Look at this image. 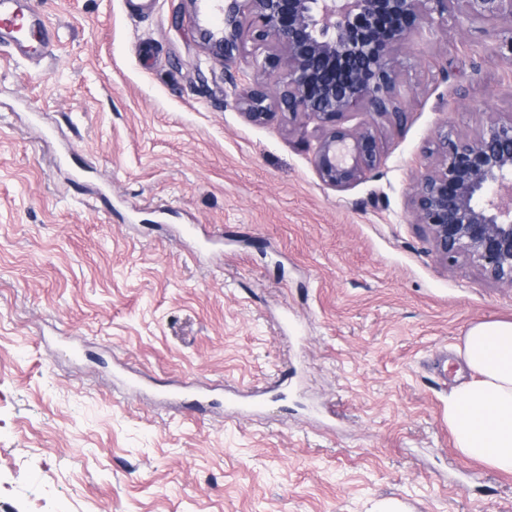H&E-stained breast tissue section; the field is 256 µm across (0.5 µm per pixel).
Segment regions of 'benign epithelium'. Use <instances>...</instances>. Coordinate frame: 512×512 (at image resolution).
<instances>
[{"instance_id": "1", "label": "benign epithelium", "mask_w": 512, "mask_h": 512, "mask_svg": "<svg viewBox=\"0 0 512 512\" xmlns=\"http://www.w3.org/2000/svg\"><path fill=\"white\" fill-rule=\"evenodd\" d=\"M471 23L499 37L512 62V0H205L221 28L205 34L213 57L227 66L244 34L254 52L232 83L237 109L255 124L288 115L316 122L313 166L327 186L343 191L380 165L378 121L400 127L406 102L399 87L419 21L444 23L456 2ZM370 120L344 126L348 113ZM411 183V223L426 233L445 266L468 262L512 287V117L492 120L472 136L437 134Z\"/></svg>"}]
</instances>
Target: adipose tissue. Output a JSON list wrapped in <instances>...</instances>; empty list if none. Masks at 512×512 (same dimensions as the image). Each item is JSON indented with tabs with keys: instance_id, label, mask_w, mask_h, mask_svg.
Instances as JSON below:
<instances>
[{
	"instance_id": "obj_1",
	"label": "adipose tissue",
	"mask_w": 512,
	"mask_h": 512,
	"mask_svg": "<svg viewBox=\"0 0 512 512\" xmlns=\"http://www.w3.org/2000/svg\"><path fill=\"white\" fill-rule=\"evenodd\" d=\"M473 372L448 399L456 450L494 471L512 473V322L472 325L457 349Z\"/></svg>"
}]
</instances>
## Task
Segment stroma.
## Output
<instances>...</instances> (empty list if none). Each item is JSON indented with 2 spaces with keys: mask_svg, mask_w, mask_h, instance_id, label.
Segmentation results:
<instances>
[{
  "mask_svg": "<svg viewBox=\"0 0 512 512\" xmlns=\"http://www.w3.org/2000/svg\"><path fill=\"white\" fill-rule=\"evenodd\" d=\"M29 2L55 40L32 62L0 43V512H512V475L447 419L456 348L512 321V287L438 263L409 212L439 131L512 115L497 41L457 8L414 37L407 119L337 191L312 136L235 108L253 44L215 62L213 14ZM194 379L202 415L172 395Z\"/></svg>",
  "mask_w": 512,
  "mask_h": 512,
  "instance_id": "35a3bbf8",
  "label": "stroma"
}]
</instances>
